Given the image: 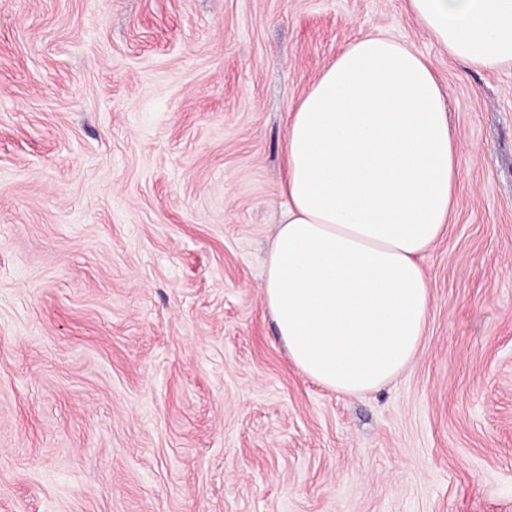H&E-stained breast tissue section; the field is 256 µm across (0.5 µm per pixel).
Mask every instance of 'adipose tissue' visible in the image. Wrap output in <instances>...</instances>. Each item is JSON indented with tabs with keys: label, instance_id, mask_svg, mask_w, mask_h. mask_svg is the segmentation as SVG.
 Wrapping results in <instances>:
<instances>
[{
	"label": "adipose tissue",
	"instance_id": "ef3b65f1",
	"mask_svg": "<svg viewBox=\"0 0 512 512\" xmlns=\"http://www.w3.org/2000/svg\"><path fill=\"white\" fill-rule=\"evenodd\" d=\"M453 58L512 61V0H407ZM283 211L263 302L304 375L379 388L416 354L432 306L421 261L443 237L457 145L426 60L389 35L357 39L289 109Z\"/></svg>",
	"mask_w": 512,
	"mask_h": 512
}]
</instances>
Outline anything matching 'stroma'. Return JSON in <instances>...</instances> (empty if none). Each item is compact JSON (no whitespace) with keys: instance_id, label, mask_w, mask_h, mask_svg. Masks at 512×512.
Here are the masks:
<instances>
[{"instance_id":"1","label":"stroma","mask_w":512,"mask_h":512,"mask_svg":"<svg viewBox=\"0 0 512 512\" xmlns=\"http://www.w3.org/2000/svg\"><path fill=\"white\" fill-rule=\"evenodd\" d=\"M422 53L460 183L411 363L345 395L263 305L288 108ZM0 512H512V63L406 0H0Z\"/></svg>"}]
</instances>
